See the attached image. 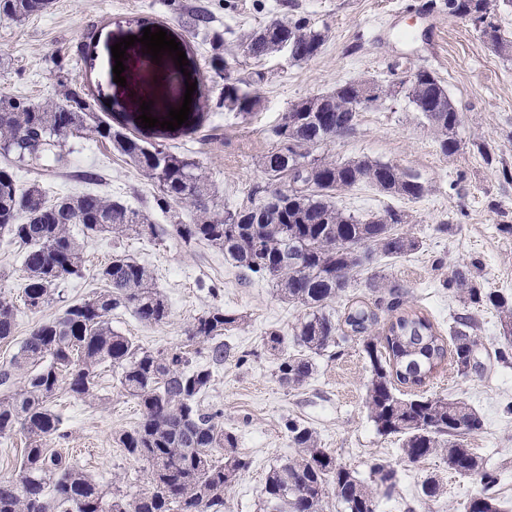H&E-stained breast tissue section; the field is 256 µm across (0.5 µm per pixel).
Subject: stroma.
Returning a JSON list of instances; mask_svg holds the SVG:
<instances>
[{
  "label": "stroma",
  "instance_id": "35a3bbf8",
  "mask_svg": "<svg viewBox=\"0 0 512 512\" xmlns=\"http://www.w3.org/2000/svg\"><path fill=\"white\" fill-rule=\"evenodd\" d=\"M183 2L208 7L215 26L224 32L227 54L240 59L237 77L250 80L254 72L263 73V81L251 87L260 100L251 117L217 108L220 86L208 65L204 35L190 29L186 14L172 10L165 0H52L39 16L21 23L0 22V52L5 55L0 87L36 104L55 101L57 64L65 62L73 77L96 89L103 121L126 128L146 145L192 155L223 196L225 207L232 209L247 202L252 189L262 183L261 158L293 103L345 81L369 79L385 85L418 69L438 76L460 111L454 155L441 154L431 130L404 97H388L363 110L354 133L319 149L339 161L366 156L396 164L419 174L427 187L415 202L365 184L337 194V207L359 216L389 208L404 211L408 222L403 230L419 247L406 257L385 259L361 271L332 307L341 314L353 301H374L371 282L380 276L398 281L442 329L452 327L462 314L476 319L482 367L462 375L446 365L422 392L465 401L479 412L484 428L469 435L466 443L485 468L498 471L501 506L512 512V366L496 359L505 345L498 314L487 305L464 304L456 289L444 286L456 268L466 266L476 287L512 293V234L499 229L503 213L512 214V182L502 175L503 169L512 170V56L499 55L468 21L448 15L442 0ZM292 15L307 16L316 27L327 28L328 40L319 55L300 62L285 52L259 61L241 56V35ZM147 27L164 29L175 38L196 84L187 121L172 131L160 124L147 128L140 121L146 101L160 123L168 117L169 108L157 94L161 69L136 76L129 56L124 61L125 84L114 81L112 45L129 35L142 36ZM62 151L67 158L62 166L48 158L34 168L1 156L0 166L10 165L19 185L39 182L50 197L74 192L119 196L149 212L155 223L169 224V216L153 208L152 185L107 143L73 136ZM119 250L152 270L169 302L170 316L157 326L140 323L126 309L113 312V328L139 344L153 349L181 346L194 317L214 304L245 317L225 340L247 352L248 360H226L201 399L203 408L223 411L225 427L237 434L238 454L250 463L226 489L224 512H262L267 471L295 454L284 428L289 418L313 427L337 464L362 481H370L375 462L396 469V488L390 497H379L376 512H467L469 502L481 494L479 477L452 473L439 455L410 462L399 436L377 432L365 404L371 372L360 337H349L336 355L316 357V371L302 387H282L262 338L269 329L292 336L302 308L283 300L268 282L243 278L223 252L206 245L189 251L170 236L118 243L108 235L89 239L84 274L63 285L62 301L38 312L20 309L13 339L0 343V366L38 323L60 314L66 303L98 291V268ZM97 394L89 403L58 393L52 408L62 420V435L49 448L71 457L104 488L117 486L127 497H135L148 488L146 465L128 457L116 438L137 424L139 408L121 394L112 368L102 369ZM430 478L439 481L441 491L424 507L420 488Z\"/></svg>",
  "mask_w": 512,
  "mask_h": 512
}]
</instances>
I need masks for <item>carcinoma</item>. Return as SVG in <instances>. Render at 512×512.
<instances>
[{
	"mask_svg": "<svg viewBox=\"0 0 512 512\" xmlns=\"http://www.w3.org/2000/svg\"><path fill=\"white\" fill-rule=\"evenodd\" d=\"M498 0H445L448 14L469 20L495 12ZM51 0H0V19L25 21L47 11ZM206 34L210 69L220 78L231 66L224 49V33L209 26L204 12L190 16ZM309 56L318 55L327 30L316 28L304 16L276 18L243 36L242 46L253 45L260 58L280 51L283 40ZM492 48L512 52L499 25L486 34ZM238 80L223 91L217 107L232 103L238 114H253L259 100ZM58 101L35 107L27 99L0 88V154L19 160L40 159L56 146L53 119L62 105L71 107L77 133L92 135L132 164L158 194L156 207L176 219L172 231L181 244L194 249L206 244L224 252L244 278L273 283L280 297L304 308L294 328L296 350L288 351L286 337L276 329L263 336V347L276 360L279 383L289 389L304 385L315 372L313 356L340 347L337 337L350 331L363 337L371 369L366 405L382 435L402 437L401 450L411 462L441 452L448 469L460 476L477 475L483 494L470 501L468 512H503L493 488L498 474L480 466L464 438L483 427L469 404L454 399L400 396V389L423 386L447 360L461 374L477 340L472 316L457 318L444 336L423 309L409 305L403 288L376 281L379 296L372 303L354 301L339 318L330 303L346 291L365 267L380 256L400 258L415 250L418 241L399 229L407 215L386 209L360 218L336 206V194L361 183L381 193L416 201L426 193L420 177L397 165L367 157L336 161L315 154L328 128L326 114L346 124L342 135L355 131L358 114L350 111L355 89L351 84L328 93V99L306 97L283 116L274 130L275 144L263 155L264 184L253 191L257 199L234 210L221 200L194 157L166 148H148L129 133L118 134L99 119L91 94L69 73L59 75ZM422 113L441 153L458 151L459 111L448 89L432 72L422 70L405 90ZM311 162V173L291 169V156ZM288 191L286 205L264 207L262 193ZM192 208V222L179 220L176 208ZM82 225L84 237L110 234L122 240L157 239L167 229L150 215L120 199L76 192L48 199L38 183L18 186L11 169L0 168V237L22 249L26 273L20 298L0 294V342L17 327L19 306L37 311L60 295V287L84 273V243L71 234ZM102 289L88 299L66 305L58 317L38 324L22 342L8 365L0 369V437L21 434L25 448L14 477L0 479V512H224V490L250 462L237 452L236 434L224 428L220 410L204 409L199 398L214 382L213 368L231 356L223 337L244 323V316L214 305L194 318L187 344L170 350H149L112 328L110 314L129 309L140 322H166L169 306L155 287L150 269L123 252L96 273ZM448 287L458 289L463 301L491 305L501 324H512V296L484 292L472 282L471 270L454 271ZM385 308L386 327L369 335L378 323L376 310ZM118 370L121 392L138 401L141 419L119 434L117 444L131 457L147 464L149 488L128 501L118 488L107 491L83 469L47 448L60 436L61 422L50 402L61 388L76 399H97V379L105 364ZM297 456L269 468L264 483V512H323L328 490H333L345 512H376L379 489L390 494L397 471L380 461L372 466V483L359 480L321 447L314 429L294 420L285 423Z\"/></svg>",
	"mask_w": 512,
	"mask_h": 512,
	"instance_id": "carcinoma-1",
	"label": "carcinoma"
}]
</instances>
